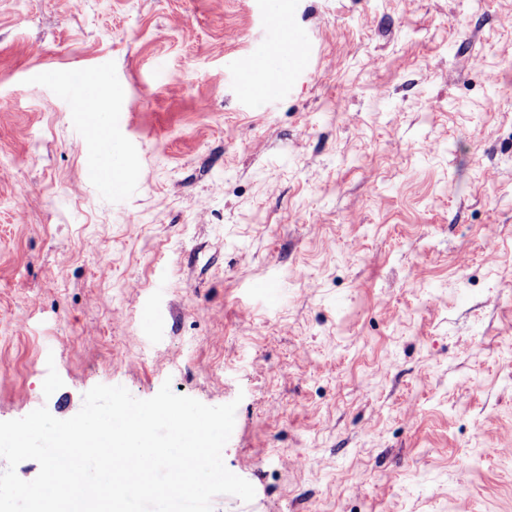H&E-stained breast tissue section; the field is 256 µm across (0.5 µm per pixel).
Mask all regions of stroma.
Returning a JSON list of instances; mask_svg holds the SVG:
<instances>
[{
    "label": "stroma",
    "mask_w": 512,
    "mask_h": 512,
    "mask_svg": "<svg viewBox=\"0 0 512 512\" xmlns=\"http://www.w3.org/2000/svg\"><path fill=\"white\" fill-rule=\"evenodd\" d=\"M166 382L238 404L212 512H512V0H0V421ZM265 69L266 62L261 57L253 63V66L249 71L240 76L241 82L252 90V94L263 99L269 98L273 93V90L266 92L267 82L264 79ZM83 106H85L83 112L86 113V119L84 124L79 126V135L73 146L80 152L98 154L103 143L112 137V129L109 125L105 127L101 125L99 114L101 111L95 101L90 99L86 103L84 99L80 100L78 110L81 111Z\"/></svg>",
    "instance_id": "stroma-1"
}]
</instances>
